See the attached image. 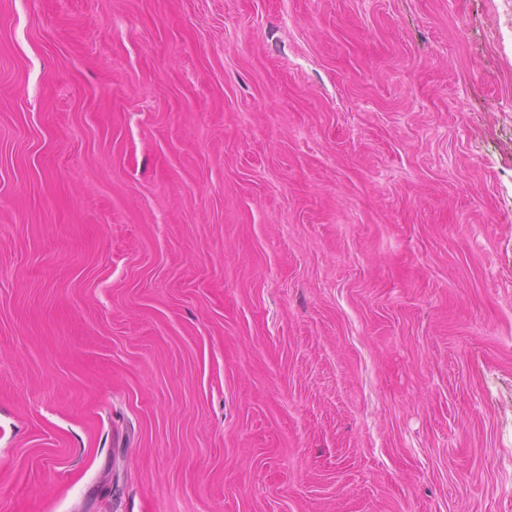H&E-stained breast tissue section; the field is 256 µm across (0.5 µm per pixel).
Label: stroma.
Here are the masks:
<instances>
[{
  "mask_svg": "<svg viewBox=\"0 0 512 512\" xmlns=\"http://www.w3.org/2000/svg\"><path fill=\"white\" fill-rule=\"evenodd\" d=\"M0 512H512V0H0Z\"/></svg>",
  "mask_w": 512,
  "mask_h": 512,
  "instance_id": "35a3bbf8",
  "label": "stroma"
}]
</instances>
